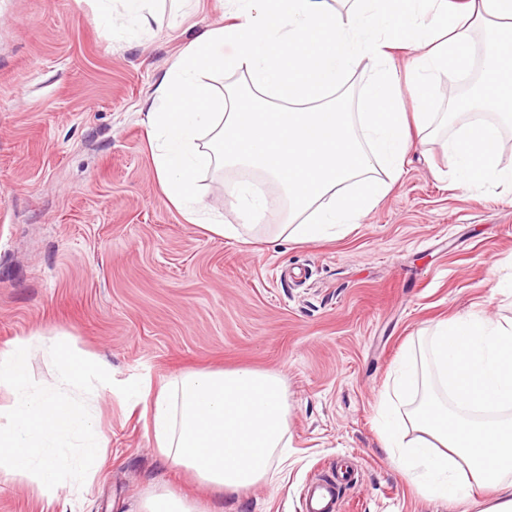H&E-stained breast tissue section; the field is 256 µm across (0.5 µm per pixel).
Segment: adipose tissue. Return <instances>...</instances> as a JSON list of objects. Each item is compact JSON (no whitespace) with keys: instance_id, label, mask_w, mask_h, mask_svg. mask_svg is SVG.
I'll list each match as a JSON object with an SVG mask.
<instances>
[{"instance_id":"1","label":"adipose tissue","mask_w":512,"mask_h":512,"mask_svg":"<svg viewBox=\"0 0 512 512\" xmlns=\"http://www.w3.org/2000/svg\"><path fill=\"white\" fill-rule=\"evenodd\" d=\"M224 25L204 30L156 89L146 114L153 162L166 200L220 237L253 232L268 209L249 184L227 191L247 218H213L198 173L244 169L274 184L284 201L278 237L295 243L335 239L391 191L412 147L410 128L436 118L439 74L481 70L466 107L491 110L512 125V0H226ZM488 32L476 41L477 27ZM231 54H224V47ZM415 56L405 76L392 53ZM373 71L356 113L332 96L360 64ZM240 72L249 88L218 93L208 71ZM289 110H281V103ZM500 124L474 121L448 137V174L459 188L512 186L500 164ZM424 400L408 420L392 417L416 378L402 364L383 397L380 435L401 473L428 498L458 499L471 483H493L485 512H512V322L474 315L440 324L430 340ZM158 455L201 485L241 494L274 481L288 454V390L277 375L251 369H198L145 385ZM457 412H450L449 403ZM495 411L492 419L468 411ZM410 426L413 441H403Z\"/></svg>"}]
</instances>
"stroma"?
<instances>
[{"instance_id":"obj_1","label":"stroma","mask_w":512,"mask_h":512,"mask_svg":"<svg viewBox=\"0 0 512 512\" xmlns=\"http://www.w3.org/2000/svg\"><path fill=\"white\" fill-rule=\"evenodd\" d=\"M115 34L89 0H0V348L42 333L113 384L90 395L108 439L67 510L0 475V512H134L165 486L210 512L215 495L166 466L143 404L117 386L248 366L288 388L285 480L224 498V512H299L303 487L350 469L344 512H483L495 493L427 499L382 448L377 408L403 359L425 374L438 323L512 320V204L455 187L439 144L411 151L389 195L335 240L264 230L226 239L164 196L145 113L159 81L223 0H159Z\"/></svg>"}]
</instances>
